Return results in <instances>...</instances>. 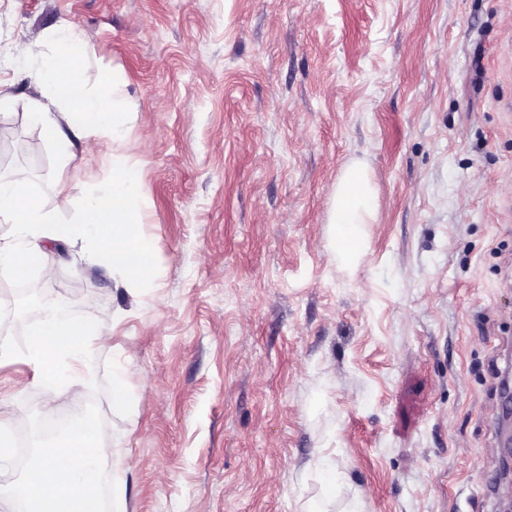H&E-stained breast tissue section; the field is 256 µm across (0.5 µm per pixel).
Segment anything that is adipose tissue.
<instances>
[{
  "instance_id": "ef3b65f1",
  "label": "adipose tissue",
  "mask_w": 512,
  "mask_h": 512,
  "mask_svg": "<svg viewBox=\"0 0 512 512\" xmlns=\"http://www.w3.org/2000/svg\"><path fill=\"white\" fill-rule=\"evenodd\" d=\"M52 39L55 50L41 55L30 42L14 43L10 58L18 63L32 62L29 77L35 93L21 99L0 85V105L22 104L28 119L60 153L68 151L69 134L94 138L100 153L112 159V179L104 193L86 188L88 201L79 221L61 225L51 223L40 206L29 201L20 177L0 175V224L19 227L25 237L20 247L8 240L0 242V269L21 278L35 268L43 278L52 279L56 261L49 245L65 240L81 245L89 254L107 255L113 271L130 285L152 287V258L140 236V178L113 150L129 115L116 90L88 91L83 87L84 69L93 48L91 34L63 27ZM374 221L369 176L360 166H349L336 185L329 208L340 261L349 262L363 251L360 227ZM110 342L107 332L92 329L82 319L50 313L37 323L22 351L0 345V359L20 358L37 374L53 366L77 383L90 368L92 348Z\"/></svg>"
}]
</instances>
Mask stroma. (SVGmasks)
Masks as SVG:
<instances>
[{
	"instance_id": "stroma-1",
	"label": "stroma",
	"mask_w": 512,
	"mask_h": 512,
	"mask_svg": "<svg viewBox=\"0 0 512 512\" xmlns=\"http://www.w3.org/2000/svg\"><path fill=\"white\" fill-rule=\"evenodd\" d=\"M93 32L87 86L131 116L154 285L57 252L51 282L107 330L82 384L0 363V427L95 402L123 512H493L512 365V0H0V82L19 39ZM54 149L0 108V156L69 224L112 163ZM376 193L366 248L336 257L345 167ZM69 209L56 210L59 192ZM28 287L44 282L30 271ZM0 343L39 317L8 304ZM130 397L112 408L115 380Z\"/></svg>"
}]
</instances>
